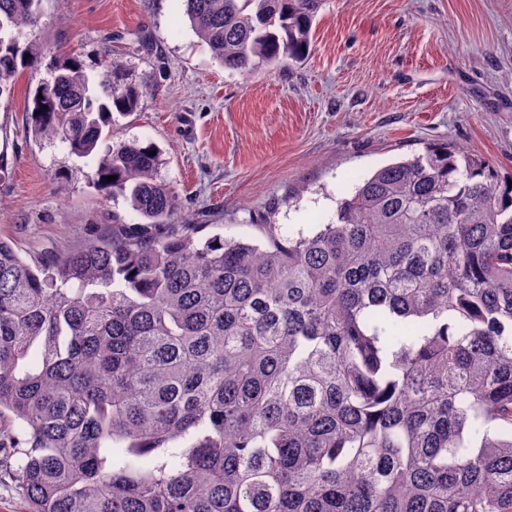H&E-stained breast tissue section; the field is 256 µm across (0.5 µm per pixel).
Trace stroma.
<instances>
[{
	"instance_id": "1",
	"label": "stroma",
	"mask_w": 512,
	"mask_h": 512,
	"mask_svg": "<svg viewBox=\"0 0 512 512\" xmlns=\"http://www.w3.org/2000/svg\"><path fill=\"white\" fill-rule=\"evenodd\" d=\"M25 42L94 70L114 53L152 92L114 140L156 143L179 224L262 238L310 233L379 168L434 143L486 158L512 182V0H323L301 61L249 78L224 70L183 0H43ZM19 72L0 96V234L23 250L81 244L139 218L92 183L89 160L24 133Z\"/></svg>"
}]
</instances>
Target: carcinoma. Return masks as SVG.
Instances as JSON below:
<instances>
[{
	"label": "carcinoma",
	"instance_id": "cac0c4a2",
	"mask_svg": "<svg viewBox=\"0 0 512 512\" xmlns=\"http://www.w3.org/2000/svg\"><path fill=\"white\" fill-rule=\"evenodd\" d=\"M41 3L0 0V96L39 65ZM321 5L185 0L244 75L308 54ZM149 91L110 55L28 90L27 134L143 219L38 256L0 237V423L31 512H512V198L489 164L437 143L310 234L204 235L173 223L154 143L98 149Z\"/></svg>",
	"mask_w": 512,
	"mask_h": 512
}]
</instances>
